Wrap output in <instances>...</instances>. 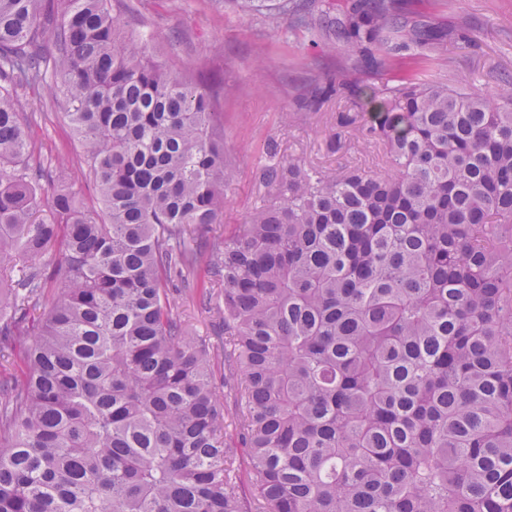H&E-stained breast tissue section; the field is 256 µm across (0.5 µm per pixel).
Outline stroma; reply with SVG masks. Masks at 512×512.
Returning a JSON list of instances; mask_svg holds the SVG:
<instances>
[{
    "label": "stroma",
    "instance_id": "35a3bbf8",
    "mask_svg": "<svg viewBox=\"0 0 512 512\" xmlns=\"http://www.w3.org/2000/svg\"><path fill=\"white\" fill-rule=\"evenodd\" d=\"M275 3L261 0L258 9L247 14L236 11L231 0L112 3L129 29L149 35L151 53L170 68L194 76L217 70L224 76L226 92L218 109L224 114V154L234 179L224 191V221L215 227L219 233L245 223L255 205L267 199L257 171L269 161L268 142H277L281 157H292L309 170H378L386 161L381 145L355 136L348 137L339 151H329L337 113L356 110L350 99L332 101L306 121L287 120L313 80L339 70L352 80L363 79L364 74L342 53L291 31ZM411 6L449 28L473 32L478 39L477 46L466 51L449 47L448 63L435 71V78L452 87L492 86L500 74H512V0H411ZM19 97L20 111L36 115L29 135L38 159L53 168L79 169L82 148L72 135L63 96L46 85L20 92ZM176 302L192 335L223 343L221 295L205 306L182 296Z\"/></svg>",
    "mask_w": 512,
    "mask_h": 512
}]
</instances>
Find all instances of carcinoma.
<instances>
[{
	"mask_svg": "<svg viewBox=\"0 0 512 512\" xmlns=\"http://www.w3.org/2000/svg\"><path fill=\"white\" fill-rule=\"evenodd\" d=\"M276 10L374 76L305 108L360 103L329 147L379 142L392 170L312 175L270 143L275 201L204 249L233 177L224 77L168 69L111 0H0V262L33 263L0 290V353L24 347L0 377V512H512V81L422 77L473 36L398 0ZM45 84L98 211L31 163L17 93ZM217 283L221 349L174 298Z\"/></svg>",
	"mask_w": 512,
	"mask_h": 512,
	"instance_id": "1",
	"label": "carcinoma"
}]
</instances>
